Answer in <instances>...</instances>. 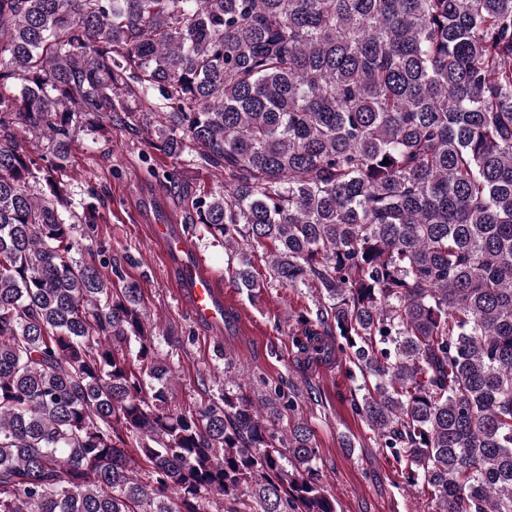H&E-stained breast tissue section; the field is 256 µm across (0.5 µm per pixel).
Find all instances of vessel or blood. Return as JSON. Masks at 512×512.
<instances>
[{"instance_id":"vessel-or-blood-1","label":"vessel or blood","mask_w":512,"mask_h":512,"mask_svg":"<svg viewBox=\"0 0 512 512\" xmlns=\"http://www.w3.org/2000/svg\"><path fill=\"white\" fill-rule=\"evenodd\" d=\"M156 245L167 256L177 258L181 281L189 288L194 318L215 328H223L229 312L224 293L204 259L192 252L188 240L179 232L171 212L149 216Z\"/></svg>"}]
</instances>
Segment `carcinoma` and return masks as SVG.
Returning <instances> with one entry per match:
<instances>
[{"instance_id": "carcinoma-1", "label": "carcinoma", "mask_w": 512, "mask_h": 512, "mask_svg": "<svg viewBox=\"0 0 512 512\" xmlns=\"http://www.w3.org/2000/svg\"><path fill=\"white\" fill-rule=\"evenodd\" d=\"M114 112L224 173L188 227L311 294L293 345L403 483L512 512V0H0V512H337L293 399L172 406L140 288L76 258L55 173Z\"/></svg>"}]
</instances>
